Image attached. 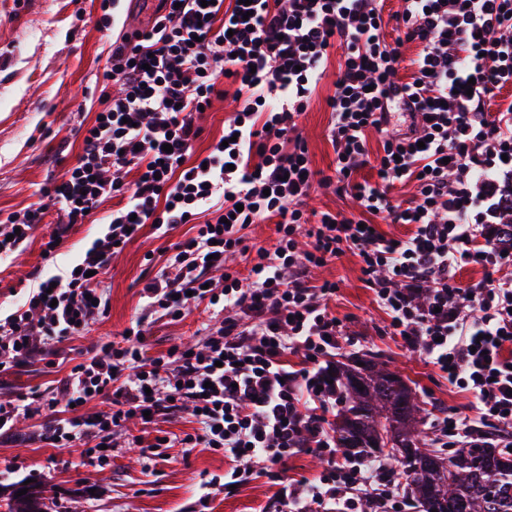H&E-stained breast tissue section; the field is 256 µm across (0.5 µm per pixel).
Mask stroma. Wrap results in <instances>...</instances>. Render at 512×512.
<instances>
[{"instance_id":"obj_1","label":"stroma","mask_w":512,"mask_h":512,"mask_svg":"<svg viewBox=\"0 0 512 512\" xmlns=\"http://www.w3.org/2000/svg\"><path fill=\"white\" fill-rule=\"evenodd\" d=\"M101 0H0V212H20L37 202V190L61 178L69 159L56 154L60 142L79 146L75 130L90 123L100 106L98 73L105 66L118 28L101 30ZM335 70H328L301 117L300 132L316 169L329 170L334 153L327 140L330 114L325 98ZM56 220L48 215L40 233L22 251L0 264V312L10 313L24 300L27 276L43 267L41 239ZM163 242L144 232L112 260L102 284L108 298L106 316L85 336L59 345L48 372L36 362L0 375V400L9 401L55 386L103 338L118 339L140 315L145 283L156 269L149 253ZM315 279L336 282L331 311L344 337L340 361L377 354L415 385L430 415L423 425L434 436L435 423L452 411L472 414V395L451 386L418 354L404 349L387 331V316L363 281L357 256L344 253L314 271ZM209 313L191 312L184 320L152 321L148 346H191L202 338ZM165 461L147 462L142 448L117 449L108 460L82 464L78 452L50 447L41 438L39 418L17 417L9 434L0 436V493L25 487L41 493L44 512H263L276 491L260 478L232 494L213 491L202 498L199 484L223 478L224 455L207 448L169 449Z\"/></svg>"}]
</instances>
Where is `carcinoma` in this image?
<instances>
[{
    "label": "carcinoma",
    "mask_w": 512,
    "mask_h": 512,
    "mask_svg": "<svg viewBox=\"0 0 512 512\" xmlns=\"http://www.w3.org/2000/svg\"><path fill=\"white\" fill-rule=\"evenodd\" d=\"M331 380L337 451L393 464L418 512H512L511 450L484 443L450 453L427 447L419 428L426 408L399 373L377 362L338 368ZM6 512H43L41 498L13 493Z\"/></svg>",
    "instance_id": "obj_1"
}]
</instances>
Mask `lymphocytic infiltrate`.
<instances>
[{
    "label": "lymphocytic infiltrate",
    "mask_w": 512,
    "mask_h": 512,
    "mask_svg": "<svg viewBox=\"0 0 512 512\" xmlns=\"http://www.w3.org/2000/svg\"><path fill=\"white\" fill-rule=\"evenodd\" d=\"M395 19L390 39L384 0H160L150 28L116 38L99 79L118 91L103 96L64 176L0 220V260L21 250L48 212L57 221L42 250L53 258L105 201L121 206L76 267L39 281L0 318V368L104 318L109 263L149 225L161 238L182 224L190 232L158 256L142 289L145 317L178 322L203 303L222 319L205 326L201 344L157 352L132 322L37 408L21 398L0 404V434L34 412L48 444L92 462L136 419L155 432L152 459L176 446L215 447L228 462L225 485L267 478L278 492L269 512H387L398 502L392 470L338 457L327 428L336 400L326 364L343 328L327 306L337 284L314 282L312 272L347 250L390 335L474 396L475 416L442 418L440 436L458 444L479 440L484 422L512 428V257L492 236L497 177L512 174V99L502 95L512 88V0H402ZM409 44L417 52L408 60ZM335 48L326 98L334 173L325 176L297 130ZM229 93L242 108L222 142L194 157L202 108ZM368 165L375 179L358 180ZM317 184L350 196L354 211L307 212ZM399 185L413 189L401 202L392 196ZM380 221L413 230L395 239L377 230ZM262 223L274 225L275 244L246 248L245 229ZM241 251L244 275L225 264ZM468 265L488 270L486 280L459 286ZM97 400L107 409L87 412ZM186 406L196 412L193 432L158 433ZM301 453L326 466L314 479L288 480L283 465Z\"/></svg>",
    "instance_id": "lymphocytic-infiltrate-1"
}]
</instances>
